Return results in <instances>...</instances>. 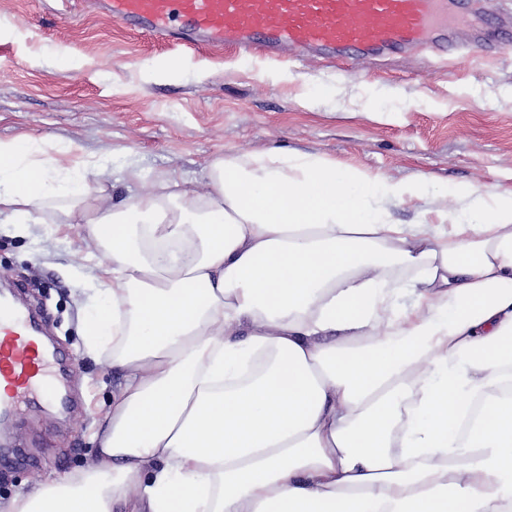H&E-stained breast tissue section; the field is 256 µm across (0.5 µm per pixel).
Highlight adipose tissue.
Listing matches in <instances>:
<instances>
[{
	"mask_svg": "<svg viewBox=\"0 0 512 512\" xmlns=\"http://www.w3.org/2000/svg\"><path fill=\"white\" fill-rule=\"evenodd\" d=\"M108 156L0 141V221L86 231L92 465L0 512H512V189L393 222L420 180L218 155L103 200ZM112 252L111 265L96 261Z\"/></svg>",
	"mask_w": 512,
	"mask_h": 512,
	"instance_id": "1",
	"label": "adipose tissue"
}]
</instances>
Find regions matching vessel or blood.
Wrapping results in <instances>:
<instances>
[{"label": "vessel or blood", "mask_w": 512, "mask_h": 512, "mask_svg": "<svg viewBox=\"0 0 512 512\" xmlns=\"http://www.w3.org/2000/svg\"><path fill=\"white\" fill-rule=\"evenodd\" d=\"M124 24L172 41L202 40L276 52L297 47L331 56L436 46L454 51L461 32L479 34L448 0H103ZM53 359L32 319L0 302V412L53 398Z\"/></svg>", "instance_id": "1"}]
</instances>
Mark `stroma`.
Wrapping results in <instances>:
<instances>
[{
  "label": "stroma",
  "mask_w": 512,
  "mask_h": 512,
  "mask_svg": "<svg viewBox=\"0 0 512 512\" xmlns=\"http://www.w3.org/2000/svg\"><path fill=\"white\" fill-rule=\"evenodd\" d=\"M458 41L459 54L420 46L307 64L132 32L79 0H0V140L26 133L50 150L111 154L119 198L130 162L150 180L177 171L201 192L217 154L321 155L428 183L432 196L390 204L408 223L460 185L512 188V48L499 47L495 28ZM83 237L74 228L47 239L37 224L20 235L0 223V283L41 304L59 348L51 375L73 402L58 411L37 398L0 425L1 438L38 461L0 472V502L91 464L98 406L122 381L111 352L86 350Z\"/></svg>",
  "instance_id": "stroma-1"
}]
</instances>
